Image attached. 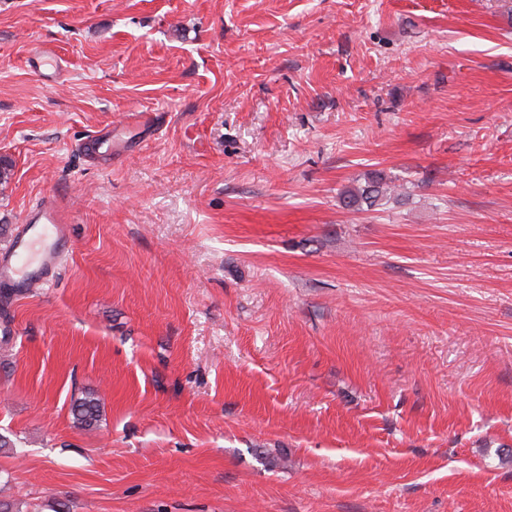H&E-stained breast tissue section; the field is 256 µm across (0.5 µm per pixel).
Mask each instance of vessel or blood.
Masks as SVG:
<instances>
[{"instance_id":"obj_1","label":"vessel or blood","mask_w":512,"mask_h":512,"mask_svg":"<svg viewBox=\"0 0 512 512\" xmlns=\"http://www.w3.org/2000/svg\"><path fill=\"white\" fill-rule=\"evenodd\" d=\"M69 241L65 202L43 198L27 210L9 251L0 255V286L23 297L33 286L53 284Z\"/></svg>"}]
</instances>
